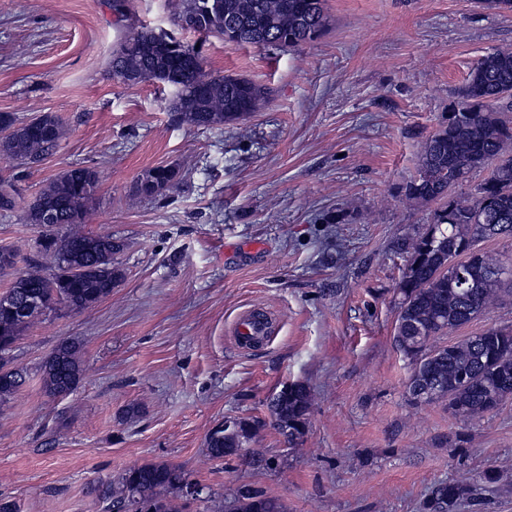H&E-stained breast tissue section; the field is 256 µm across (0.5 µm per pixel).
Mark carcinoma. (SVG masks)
<instances>
[{
	"instance_id": "carcinoma-1",
	"label": "carcinoma",
	"mask_w": 512,
	"mask_h": 512,
	"mask_svg": "<svg viewBox=\"0 0 512 512\" xmlns=\"http://www.w3.org/2000/svg\"><path fill=\"white\" fill-rule=\"evenodd\" d=\"M176 25L239 45L297 50L327 28L325 0H180ZM193 46L163 30L133 28L112 52L109 73L141 76L175 89L167 104L180 124L218 128L260 111L269 100L264 85L243 76L197 68ZM512 47L483 55L456 91V102L427 139L416 175L406 184V199L440 204L433 224L413 240L398 285L401 299L395 342L411 362L408 396L414 403L437 399L468 423L496 410L512 396V326H491L452 345L432 340L459 329L499 304L512 291V277L495 269L512 265V257L483 251L477 244L512 236ZM64 136L59 118L44 113L19 122L0 113V156L23 163L53 156ZM490 172L468 193L456 187L480 170ZM98 172L92 167L67 169L28 203L24 221L40 229L37 256L0 297V400L27 383L24 367H7L5 355L23 331L46 311H81L112 294L121 272L112 255L122 243L110 235H90L81 225L96 198ZM179 169L158 165L146 170L134 193L154 197L179 184ZM17 189L0 184V211L15 208ZM38 306L21 312L29 297ZM42 388L50 398L74 391L83 375L82 344L59 343L39 367ZM311 392L303 383L283 386L270 399L274 421L294 447L306 434ZM259 422L243 417L234 427L220 422L207 434L208 454L218 460L235 455L255 436ZM192 486L182 466L151 462L122 470L111 483L97 487L112 512H178L174 500ZM470 478L440 483L423 499L421 512H455L473 495ZM225 512H282L262 491L240 486Z\"/></svg>"
}]
</instances>
